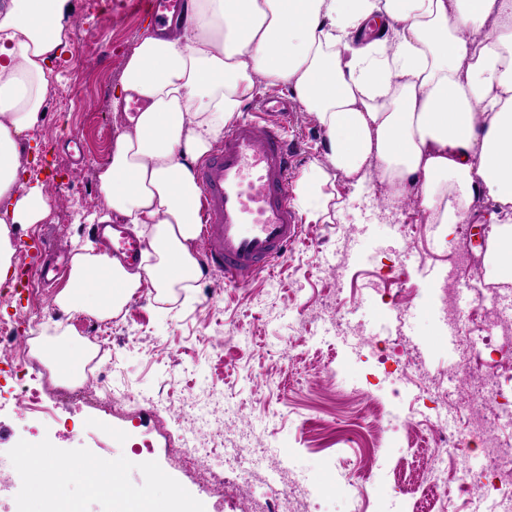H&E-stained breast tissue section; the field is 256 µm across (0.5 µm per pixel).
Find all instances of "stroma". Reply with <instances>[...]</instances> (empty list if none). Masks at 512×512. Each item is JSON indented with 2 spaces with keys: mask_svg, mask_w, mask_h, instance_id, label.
<instances>
[{
  "mask_svg": "<svg viewBox=\"0 0 512 512\" xmlns=\"http://www.w3.org/2000/svg\"><path fill=\"white\" fill-rule=\"evenodd\" d=\"M99 2L94 11L88 0H73L69 26L92 33L94 45L86 53L68 45L55 62L60 91L50 96L44 124L29 134L37 185L56 204L40 223L12 226L19 250L39 237L70 257L97 240V172L112 150L99 132L127 121L113 113L112 92L145 24L123 10V0ZM262 100L287 104L294 114L288 137L298 145L292 180L300 182L322 162L324 134L283 88L255 93L243 118ZM338 184L335 217L304 225L273 275L231 287L206 273L168 301L144 288L128 303L114 325L116 360L108 370L115 396L131 398L127 414L66 403L61 428L6 405L0 456L46 443L57 457L86 466L112 463L159 499L177 492L206 512H243L235 493L211 492L170 456L178 410L201 430L223 427L225 447L262 443L306 486L309 512H407L392 468L402 466L414 479L428 461L444 477L447 456L433 431L452 434L460 423L455 409L437 407L404 382L408 358L427 377L456 370L458 355L437 326L433 303L441 274L458 264L456 303L465 311L481 282L512 287V278L493 272L489 248L470 246V225L446 236L412 202L385 211L373 194L353 198L346 179ZM58 291L37 281L0 288V319L16 321L22 336L81 337L79 312L38 327L25 322L32 307L55 311ZM329 300L339 310L334 325L314 317ZM411 407L412 433L399 420ZM143 442L149 453L135 455L133 444Z\"/></svg>",
  "mask_w": 512,
  "mask_h": 512,
  "instance_id": "1",
  "label": "stroma"
}]
</instances>
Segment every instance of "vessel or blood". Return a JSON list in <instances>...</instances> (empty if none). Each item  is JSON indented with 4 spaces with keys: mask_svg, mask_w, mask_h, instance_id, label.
Instances as JSON below:
<instances>
[{
    "mask_svg": "<svg viewBox=\"0 0 512 512\" xmlns=\"http://www.w3.org/2000/svg\"><path fill=\"white\" fill-rule=\"evenodd\" d=\"M142 14L157 23L185 12L187 0H135ZM293 115L282 105L261 107L254 119L224 131L220 149L196 168L201 189V237L205 271H220L228 285H241L284 260L301 233V221L288 192L296 146L285 130ZM106 248L123 264H137L140 242L123 225L101 228ZM49 251L38 243L30 260L18 270L20 280L37 276L57 283L65 276L61 264L47 263Z\"/></svg>",
    "mask_w": 512,
    "mask_h": 512,
    "instance_id": "obj_1",
    "label": "vessel or blood"
}]
</instances>
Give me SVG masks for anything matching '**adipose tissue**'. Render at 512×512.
<instances>
[{
    "mask_svg": "<svg viewBox=\"0 0 512 512\" xmlns=\"http://www.w3.org/2000/svg\"><path fill=\"white\" fill-rule=\"evenodd\" d=\"M72 0H0V285L14 270V224H36L49 197L20 172L27 134L44 120L67 47ZM492 32H485V25ZM286 88L324 132V161L298 183L307 222L327 221L326 185L416 194L431 220L471 223L476 196L497 244V272L512 274V0H189L166 37L144 30L125 59L112 110L143 107L117 135L98 175L100 223L131 225L144 241L133 268L82 246L55 303L100 319L138 290L167 300L201 275L194 249L200 187L193 164L223 139L256 88ZM45 448L20 457L33 499L84 512L59 497L82 476L114 512H191L179 496L156 501L103 463L44 468Z\"/></svg>",
    "mask_w": 512,
    "mask_h": 512,
    "instance_id": "obj_1",
    "label": "adipose tissue"
}]
</instances>
